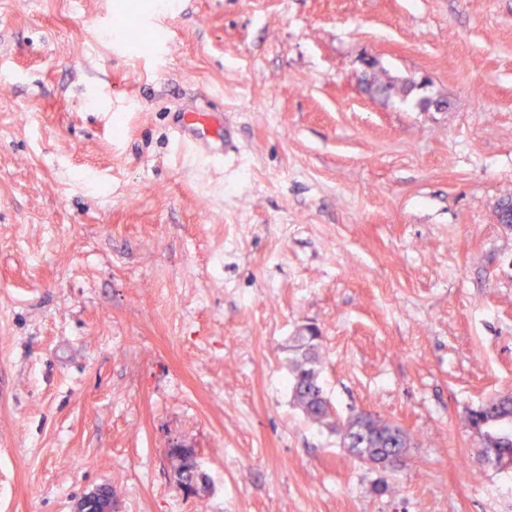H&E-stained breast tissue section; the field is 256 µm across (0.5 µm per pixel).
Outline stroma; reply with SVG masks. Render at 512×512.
<instances>
[{"instance_id": "1", "label": "stroma", "mask_w": 512, "mask_h": 512, "mask_svg": "<svg viewBox=\"0 0 512 512\" xmlns=\"http://www.w3.org/2000/svg\"><path fill=\"white\" fill-rule=\"evenodd\" d=\"M0 83V512H512L469 421L512 393V0H0ZM303 326L404 470L294 406ZM375 67V64L371 65L372 73L367 84V90L371 95L388 99L398 93L407 95L410 92L413 87L412 84L409 86L404 84L400 87L396 80L388 76L383 70L376 71ZM208 100L188 111L174 112L172 132L198 156L210 161L224 159V129L213 123V112L207 107ZM193 451L190 448H178L173 454H170V458L176 461L174 467V473L177 474L175 482H182L188 480L195 474L196 463L193 461ZM184 468H187L184 470ZM183 470L182 472H179Z\"/></svg>"}]
</instances>
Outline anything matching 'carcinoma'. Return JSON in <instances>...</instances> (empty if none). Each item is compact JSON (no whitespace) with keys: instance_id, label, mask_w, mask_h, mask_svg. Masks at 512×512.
Returning <instances> with one entry per match:
<instances>
[{"instance_id":"obj_1","label":"carcinoma","mask_w":512,"mask_h":512,"mask_svg":"<svg viewBox=\"0 0 512 512\" xmlns=\"http://www.w3.org/2000/svg\"><path fill=\"white\" fill-rule=\"evenodd\" d=\"M367 90L373 96L388 99L398 93L408 94L410 86H400L386 72L374 70L370 74ZM319 341V332L314 328L297 337L301 354L292 360L289 370V386L295 404L308 420L327 425L342 435L343 445L362 461L367 462L381 454L408 457L410 436L387 420L380 417L369 422L359 417L330 420V403L323 394L317 371ZM469 420L477 429L487 422L494 432V437L483 441L482 453L493 450L502 452L506 449L512 453V400L500 402L494 399L473 411ZM170 458L175 461L176 481H185L195 474L196 463L193 461L192 449L179 448Z\"/></svg>"}]
</instances>
